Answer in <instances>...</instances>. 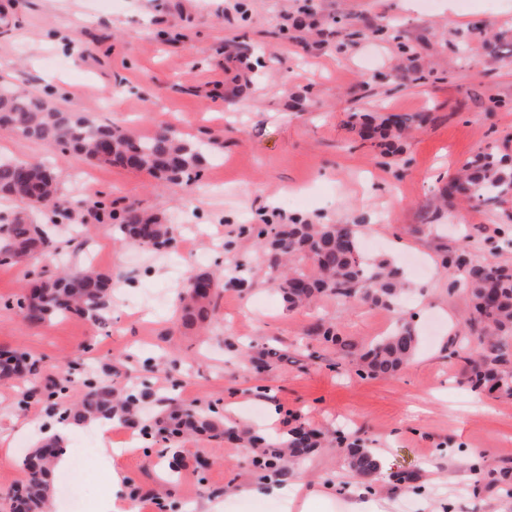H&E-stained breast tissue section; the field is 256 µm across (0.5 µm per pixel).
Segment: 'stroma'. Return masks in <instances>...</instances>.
I'll return each mask as SVG.
<instances>
[{"label":"stroma","instance_id":"stroma-1","mask_svg":"<svg viewBox=\"0 0 512 512\" xmlns=\"http://www.w3.org/2000/svg\"><path fill=\"white\" fill-rule=\"evenodd\" d=\"M309 4L315 28L295 27ZM487 19L511 29L512 0H471L465 12L458 0H0V82L50 93L54 106L101 124L148 135L166 123L213 143L194 187L0 132V157L50 161L62 204L133 205L175 229L173 246L155 254L105 224L75 237L63 228L59 257L0 266V350L38 360L44 391L34 398L23 380H0V512L26 480L27 449L55 427L60 408L98 383L123 396L144 393L142 409L133 428L113 424L109 438L85 424L64 440L74 464L53 475L52 512H69L66 480L84 484L87 512L112 498L128 512H149L140 502L147 495L163 512H197L206 499L223 501V512H279L275 500L236 495L268 478L330 484L341 498L343 439L385 450L386 475L373 487L389 512H423L426 503L494 512L512 500L500 479L512 469V398L467 385L458 334L469 297L449 291L426 226L442 206L463 216L479 251L512 264V202L439 200L449 174L487 146L512 158V53L475 68L458 51ZM389 20L401 42L371 35ZM228 42L265 49L234 87L224 83ZM67 84L78 93L55 96ZM353 110L412 117L400 155H381L350 131ZM295 218L358 225L363 257L381 253L401 267L402 303L324 298L288 309L242 228ZM60 257L113 274L119 290L103 320L22 322L13 303L23 285L31 274H54ZM199 271L228 281L204 329L183 323L177 300ZM235 276L246 289L231 286ZM400 322L421 337L414 359L392 378L359 373L358 356ZM320 323L336 326L348 350L324 344ZM271 347L287 360L265 366ZM64 370L68 388L53 394ZM171 397L213 411L224 435L153 433ZM297 426L316 433L314 453L285 470L253 464L254 441L286 446ZM90 447L91 462L80 466ZM460 458L474 466L448 482V464ZM113 469L124 475L117 489L106 479Z\"/></svg>","mask_w":512,"mask_h":512}]
</instances>
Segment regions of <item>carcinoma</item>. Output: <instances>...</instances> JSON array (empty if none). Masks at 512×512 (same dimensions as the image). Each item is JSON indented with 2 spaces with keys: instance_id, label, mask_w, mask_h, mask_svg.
<instances>
[{
  "instance_id": "obj_1",
  "label": "carcinoma",
  "mask_w": 512,
  "mask_h": 512,
  "mask_svg": "<svg viewBox=\"0 0 512 512\" xmlns=\"http://www.w3.org/2000/svg\"><path fill=\"white\" fill-rule=\"evenodd\" d=\"M503 42H512V31L499 30L484 42L483 52L496 54ZM406 119L384 118L375 122L363 117L358 135L363 140L388 142L400 137ZM0 131H7L47 147L69 151L87 160L145 172L168 182H191L200 176L208 145L192 142L169 125H160L142 137L114 125L98 124L86 114L60 110L47 98L0 87ZM58 184L53 171L42 161L0 159V198L19 199L32 209L54 202ZM445 193L459 194L479 205H503L512 201V167L503 164L498 152L488 147L464 164L450 179ZM85 213L76 217L68 207L53 208L51 224H35L21 216H0V265L17 264L56 249L51 227L68 224L82 227L90 218L108 224L129 244L155 249L173 240L172 229L149 211L127 207L116 213L102 200H89ZM247 232L254 235L267 274L289 306L302 308L323 297L342 304L362 300L391 306L402 294L400 272L387 258L365 260L360 255L353 224H260ZM440 264L452 286L461 285L471 308L464 333L475 341L476 354L468 381L489 393L512 396V265L491 262L475 253L471 236L454 246L437 247ZM293 259L309 263L308 269L290 267ZM112 277L93 267L70 268L48 278H38L16 308L22 321L41 325L52 318L79 316L98 321L109 303ZM219 287L207 271L191 275L181 295L182 319L204 322ZM417 331L407 322L374 339L360 357L370 376L391 377L416 355ZM36 364L24 354L0 353V379L35 374ZM169 416L158 424L164 437L188 432L212 433L218 424L200 409L182 407L168 400ZM136 406L135 395L115 397L109 385H91L75 404L63 408V417L77 424L124 416ZM54 437L43 439L27 456V480L12 499L10 512H45L49 476L59 454ZM351 467L358 477L379 469V460L366 448L349 449Z\"/></svg>"
}]
</instances>
